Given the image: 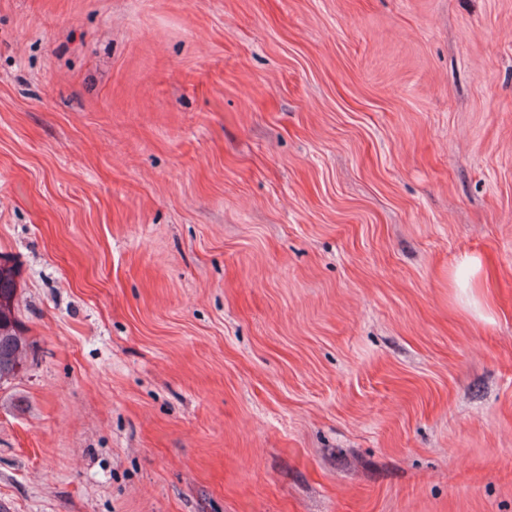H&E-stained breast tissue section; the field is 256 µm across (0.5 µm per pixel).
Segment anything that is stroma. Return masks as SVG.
Instances as JSON below:
<instances>
[{
  "label": "stroma",
  "instance_id": "obj_1",
  "mask_svg": "<svg viewBox=\"0 0 512 512\" xmlns=\"http://www.w3.org/2000/svg\"><path fill=\"white\" fill-rule=\"evenodd\" d=\"M0 259L9 512H512V0H0ZM483 267L481 259L475 255H463L457 262L456 268L451 275L454 284H456V279L459 273L466 274V284L465 288L472 289L477 293L484 296L485 300L488 302L486 294L483 290ZM15 292L9 269L0 264V384L16 377L25 366L27 344L13 313Z\"/></svg>",
  "mask_w": 512,
  "mask_h": 512
}]
</instances>
